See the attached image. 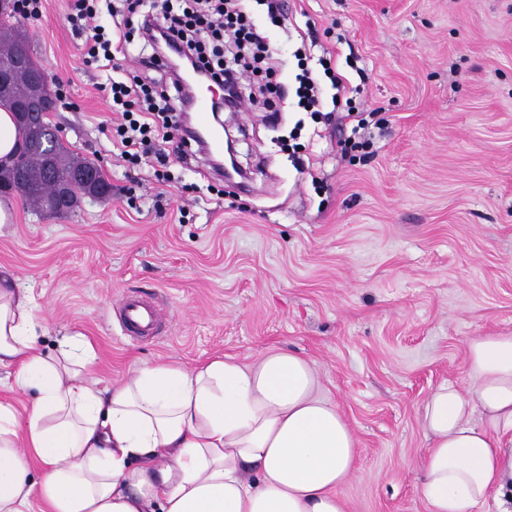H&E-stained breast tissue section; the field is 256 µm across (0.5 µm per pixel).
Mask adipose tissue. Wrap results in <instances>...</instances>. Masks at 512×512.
Returning <instances> with one entry per match:
<instances>
[{
    "mask_svg": "<svg viewBox=\"0 0 512 512\" xmlns=\"http://www.w3.org/2000/svg\"><path fill=\"white\" fill-rule=\"evenodd\" d=\"M35 310L0 277V367L38 393L23 422L0 404V512H345L358 442L305 357L157 363L100 391L81 375L92 346L46 357ZM467 365L468 388L421 405L419 493L429 512H471L495 490L512 512V335L473 337Z\"/></svg>",
    "mask_w": 512,
    "mask_h": 512,
    "instance_id": "adipose-tissue-1",
    "label": "adipose tissue"
}]
</instances>
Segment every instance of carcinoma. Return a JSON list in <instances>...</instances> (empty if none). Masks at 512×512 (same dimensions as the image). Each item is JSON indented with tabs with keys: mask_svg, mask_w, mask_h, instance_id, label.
I'll list each match as a JSON object with an SVG mask.
<instances>
[{
	"mask_svg": "<svg viewBox=\"0 0 512 512\" xmlns=\"http://www.w3.org/2000/svg\"><path fill=\"white\" fill-rule=\"evenodd\" d=\"M3 29V38L0 39V71L11 73V80L0 90V95L7 102H18L26 99L31 92L29 78L25 72L14 67L17 28L5 24ZM19 132L27 136L30 143V154L23 165L24 181L18 180L16 171L0 167V188H10L18 192L36 211L58 215L78 208L82 199L88 195L85 190L71 187L66 199L56 197L59 186L70 184L76 155L62 144L57 151L46 155L41 149V135L34 134L29 127L21 128Z\"/></svg>",
	"mask_w": 512,
	"mask_h": 512,
	"instance_id": "cac0c4a2",
	"label": "carcinoma"
}]
</instances>
